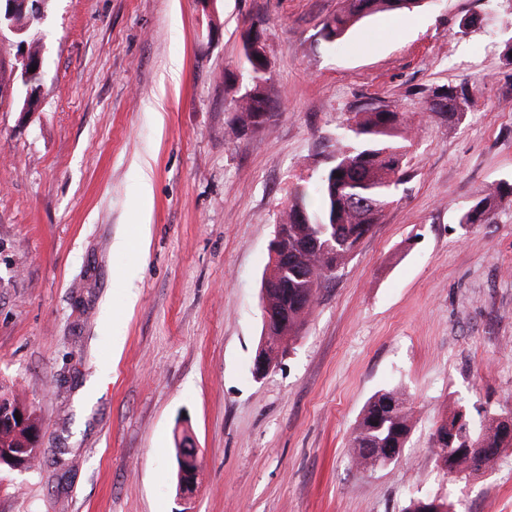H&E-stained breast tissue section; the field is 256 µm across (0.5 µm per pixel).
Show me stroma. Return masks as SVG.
Here are the masks:
<instances>
[{"mask_svg": "<svg viewBox=\"0 0 512 512\" xmlns=\"http://www.w3.org/2000/svg\"><path fill=\"white\" fill-rule=\"evenodd\" d=\"M338 5L47 0L31 112L0 42V382L35 413L41 450L33 469L0 470V512H405L432 498L512 512V447L465 479L431 450L455 408L512 413V205L459 222L512 180V0H423L330 45ZM255 19L277 107L239 136ZM463 81L462 119L418 127L395 203L255 379L261 276L297 176L328 165L353 113L416 111L423 91ZM393 387L413 401L407 442L356 470L353 428ZM183 435L198 450L189 500ZM512 202V183L500 181L482 191L476 201L463 212L460 224H491L494 223L498 209L504 203ZM192 465H194V467ZM198 477V464L192 461V459L183 460V465L179 468L178 487L184 499H191L195 494L198 486Z\"/></svg>", "mask_w": 512, "mask_h": 512, "instance_id": "35a3bbf8", "label": "stroma"}]
</instances>
